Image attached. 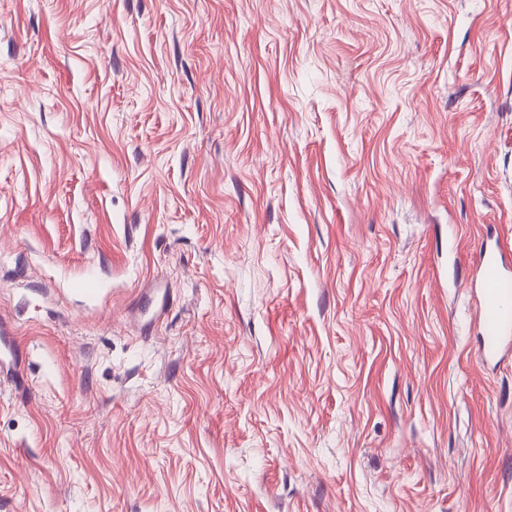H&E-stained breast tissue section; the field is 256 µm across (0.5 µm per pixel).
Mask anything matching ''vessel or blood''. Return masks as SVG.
Segmentation results:
<instances>
[{
	"label": "vessel or blood",
	"mask_w": 512,
	"mask_h": 512,
	"mask_svg": "<svg viewBox=\"0 0 512 512\" xmlns=\"http://www.w3.org/2000/svg\"><path fill=\"white\" fill-rule=\"evenodd\" d=\"M474 265L480 352L485 360H500L512 353V273L505 270L501 253L495 249L481 250Z\"/></svg>",
	"instance_id": "vessel-or-blood-1"
}]
</instances>
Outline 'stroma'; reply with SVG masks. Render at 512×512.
Wrapping results in <instances>:
<instances>
[{
	"instance_id": "stroma-1",
	"label": "stroma",
	"mask_w": 512,
	"mask_h": 512,
	"mask_svg": "<svg viewBox=\"0 0 512 512\" xmlns=\"http://www.w3.org/2000/svg\"><path fill=\"white\" fill-rule=\"evenodd\" d=\"M512 0H0V512H512ZM477 277L469 288L479 304L480 352L486 361L501 360L512 351V274L500 250L483 248L474 261Z\"/></svg>"
}]
</instances>
